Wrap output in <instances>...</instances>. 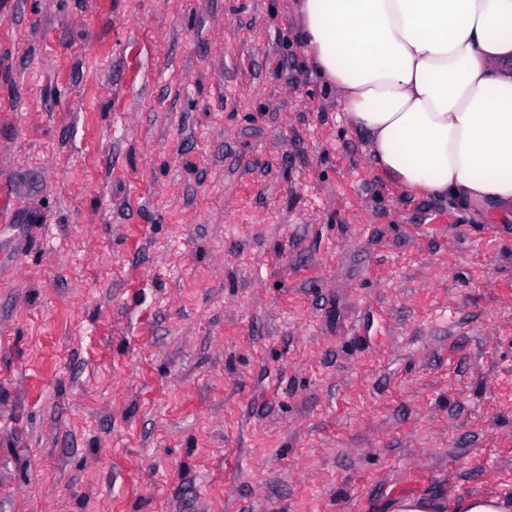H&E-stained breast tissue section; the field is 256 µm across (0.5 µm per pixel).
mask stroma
<instances>
[{"instance_id":"obj_1","label":"stroma","mask_w":512,"mask_h":512,"mask_svg":"<svg viewBox=\"0 0 512 512\" xmlns=\"http://www.w3.org/2000/svg\"><path fill=\"white\" fill-rule=\"evenodd\" d=\"M298 0H0V512L512 499V219L376 166Z\"/></svg>"}]
</instances>
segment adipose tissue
<instances>
[{"label": "adipose tissue", "mask_w": 512, "mask_h": 512, "mask_svg": "<svg viewBox=\"0 0 512 512\" xmlns=\"http://www.w3.org/2000/svg\"><path fill=\"white\" fill-rule=\"evenodd\" d=\"M301 40L408 193L512 215V0H300Z\"/></svg>", "instance_id": "1"}]
</instances>
